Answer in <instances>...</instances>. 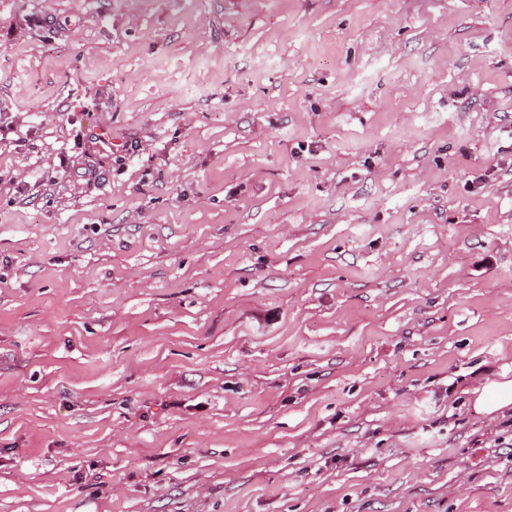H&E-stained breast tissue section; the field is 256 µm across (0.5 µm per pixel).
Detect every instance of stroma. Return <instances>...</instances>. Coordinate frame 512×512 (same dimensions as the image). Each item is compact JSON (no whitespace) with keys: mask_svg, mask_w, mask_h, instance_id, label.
Wrapping results in <instances>:
<instances>
[{"mask_svg":"<svg viewBox=\"0 0 512 512\" xmlns=\"http://www.w3.org/2000/svg\"><path fill=\"white\" fill-rule=\"evenodd\" d=\"M1 33L0 512H512V0ZM474 392L475 407L488 415L512 406V381H492Z\"/></svg>","mask_w":512,"mask_h":512,"instance_id":"35a3bbf8","label":"stroma"}]
</instances>
